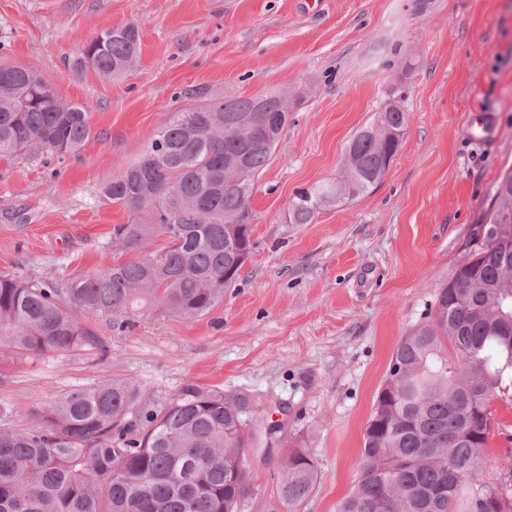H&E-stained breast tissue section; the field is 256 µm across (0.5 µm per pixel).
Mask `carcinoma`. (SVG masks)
<instances>
[{"label": "carcinoma", "mask_w": 512, "mask_h": 512, "mask_svg": "<svg viewBox=\"0 0 512 512\" xmlns=\"http://www.w3.org/2000/svg\"><path fill=\"white\" fill-rule=\"evenodd\" d=\"M140 50L134 24L105 29L70 62L104 78L131 71ZM282 91L216 100L177 111L139 158L107 184L114 203L144 213L117 224L124 262L88 277L41 280L0 274V340L22 354L100 344L84 319L113 333L152 306L183 319L224 298L254 248L253 184L288 124ZM258 124L255 139L236 130ZM89 107L59 98L38 70L0 72V157L77 151L91 136ZM408 113L389 101L347 141L336 181L299 192L290 221L378 186L398 154ZM426 321L396 345L363 433L357 476L336 512H512V477L483 466L492 400L512 380V174ZM169 246L150 250L156 234ZM0 409V512H239L251 493L250 452L262 409L244 392L187 384L148 397L112 378L71 389L19 427ZM318 463L305 440L281 461L280 496L296 509L314 490Z\"/></svg>", "instance_id": "carcinoma-1"}]
</instances>
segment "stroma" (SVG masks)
Instances as JSON below:
<instances>
[{"instance_id":"1","label":"stroma","mask_w":512,"mask_h":512,"mask_svg":"<svg viewBox=\"0 0 512 512\" xmlns=\"http://www.w3.org/2000/svg\"><path fill=\"white\" fill-rule=\"evenodd\" d=\"M0 0V64L37 69L92 108V134L63 157L0 159V273L84 276L115 258L112 228L140 212L104 186L173 112L214 99L300 90L250 202L254 253L208 314L157 310L101 346L29 357L0 343V405L15 424L64 392L123 378L169 396L195 383L254 395L284 429L252 460L241 512H288L281 459L304 437L319 479L298 512H336L393 350L424 322L499 180L512 171V0ZM141 30L136 69L101 79L68 63L100 31ZM409 115L371 193L289 221L296 194L336 179L375 111ZM496 135L473 138L477 110ZM488 469L512 474V391L492 402Z\"/></svg>"}]
</instances>
